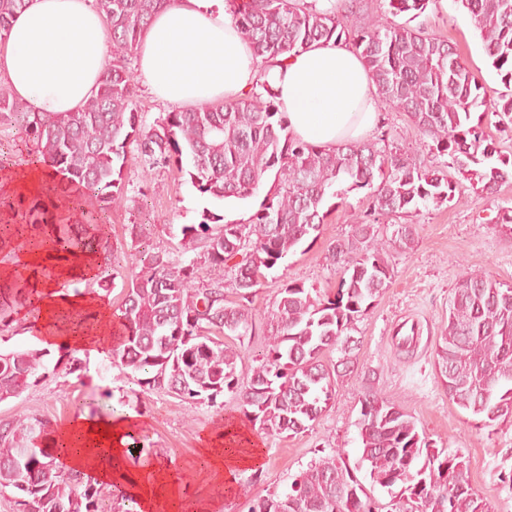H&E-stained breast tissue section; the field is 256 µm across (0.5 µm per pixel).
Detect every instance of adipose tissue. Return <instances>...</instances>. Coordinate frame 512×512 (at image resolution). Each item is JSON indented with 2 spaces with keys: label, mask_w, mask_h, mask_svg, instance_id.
I'll return each instance as SVG.
<instances>
[{
  "label": "adipose tissue",
  "mask_w": 512,
  "mask_h": 512,
  "mask_svg": "<svg viewBox=\"0 0 512 512\" xmlns=\"http://www.w3.org/2000/svg\"><path fill=\"white\" fill-rule=\"evenodd\" d=\"M108 54L104 22L92 0H27L0 45V73L17 99L35 111L74 112L97 92ZM138 54L148 91L176 106L236 100L264 78L293 135L313 145L333 148L363 139L376 121L377 87L352 49L316 43L259 73L224 0H174L153 18ZM94 259L90 252L36 247L0 270L2 280L24 279L30 304L38 310L34 328L48 350L64 344L97 360L111 344V311L98 296H77L71 287L72 279L90 272ZM79 310L91 312L95 324L62 333L61 317ZM138 425L133 415L93 419L74 414L53 435L57 461L63 470L97 483L125 485L141 512H154L161 502L169 512H184L189 501L193 512H214L233 493L238 474L261 459L243 428L224 427L202 451L207 467L197 476L199 492L189 500L164 466L127 465L125 442Z\"/></svg>",
  "instance_id": "ef3b65f1"
}]
</instances>
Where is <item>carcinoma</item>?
<instances>
[{"instance_id":"obj_1","label":"carcinoma","mask_w":512,"mask_h":512,"mask_svg":"<svg viewBox=\"0 0 512 512\" xmlns=\"http://www.w3.org/2000/svg\"><path fill=\"white\" fill-rule=\"evenodd\" d=\"M175 0H94L112 41L98 92L79 110L34 112L0 92V118L20 117L36 144L35 162L63 175L36 195L0 192V263L14 262L32 245L55 203L71 204L57 217L55 243L99 257L97 274L77 295L109 294L119 274L106 225L84 223L125 196L127 149L134 145L148 174L174 167L203 195L244 201L267 180L272 183L246 224H222L203 213L181 228L185 240L175 255L158 243L136 249L135 269L123 277L124 298L116 309L117 341L105 359L128 369L143 392L165 390L195 407L218 405L226 393L239 397L244 417L268 436L296 435L314 425L335 393L339 370L325 362L338 351L352 362L348 330L385 292L392 278L375 225L430 203L450 202L457 183L453 168L475 189L493 196L512 182V155L497 150L477 110L512 124V93L489 104L478 78L458 48L418 27L388 24L365 11L362 0H242L232 21L255 57L273 63L319 41L342 42L363 59L374 78L379 104L404 112L448 160L430 169L407 152L375 140L332 149L296 139L275 94L218 105L160 113L145 127L131 106L129 55L153 15ZM432 0H391L398 13H423ZM480 32L486 54L501 80L512 85V0H457ZM26 0H0V43ZM368 190L367 209L355 216L352 233L331 247L336 291L320 293L290 281L278 292L271 322L275 332L243 372L240 352L220 335L253 330L252 281L285 263L320 233L331 201L344 203L352 191ZM413 224H401L396 242L410 248ZM209 277L203 279L200 272ZM231 275L236 298L228 297ZM28 302L24 280L14 276L0 288V334L15 328ZM0 352V401L15 397L63 370L82 369L80 350ZM435 370L448 397L485 427L512 420V288L482 273H470L454 288L448 325L435 348ZM360 462L372 483L387 489L399 512H490L469 484V464L458 452L437 448L412 416L369 390L358 422ZM51 421L32 414L0 420V490L16 493V512H103L102 488L79 473L61 469L47 438ZM113 512H139L125 492L112 495ZM249 512H378L339 448L312 459L283 492L252 500Z\"/></svg>"}]
</instances>
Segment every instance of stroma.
<instances>
[{
    "label": "stroma",
    "instance_id": "35a3bbf8",
    "mask_svg": "<svg viewBox=\"0 0 512 512\" xmlns=\"http://www.w3.org/2000/svg\"><path fill=\"white\" fill-rule=\"evenodd\" d=\"M417 26L456 44L469 69L477 75L487 99L507 94L508 89L491 67L478 30L457 0H431ZM379 122L391 129L404 147L416 150L425 165H439L436 151L423 147L422 135L408 116L382 110ZM34 145L19 122L0 124V159L7 168L28 166ZM125 201L105 215L110 242L124 268H131L135 248L163 242L180 249L182 226L199 223L204 210L223 215L225 222L246 223L262 198L219 202L204 196L188 177L158 169L144 174L136 148H129L124 168ZM366 191L348 194L343 205L333 208L313 241H305L255 288L250 304L253 334L242 337L239 350L243 365H250L270 335L269 314L277 293L289 281L328 292L336 287V272L328 249L351 233V210L367 207ZM512 210V184L492 197L460 180L453 201L431 204L420 211L391 217L378 225L389 242L388 262L392 279L367 314L350 331L357 343L352 373L341 378L335 394L319 420L309 430L269 437L254 431L263 448V460L253 470L241 472L224 512H248L251 499L282 491L294 475L317 457L319 450L344 449L349 463L360 457L357 422L361 399L367 389L399 405L417 423L420 433L436 447L464 454L469 460V482L492 512H512V484L500 474L512 470V422L479 428L472 416L448 397L434 368L435 342L448 323V310L456 284L470 272H481L512 286V232L497 222L500 213ZM417 228L413 249L400 250L393 240L399 225ZM413 323L417 333L410 350L399 348L397 330ZM95 398L97 405H112L125 413L141 415L135 439L149 438L155 458L171 468L187 494H195L194 474L201 464L199 448L204 436L227 421L244 423L240 402L225 394L222 405L193 408L164 391L140 393L124 371L107 360H87L81 375L60 373L18 396L0 402V418H19L38 413L52 424L67 420L79 404Z\"/></svg>",
    "mask_w": 512,
    "mask_h": 512
}]
</instances>
